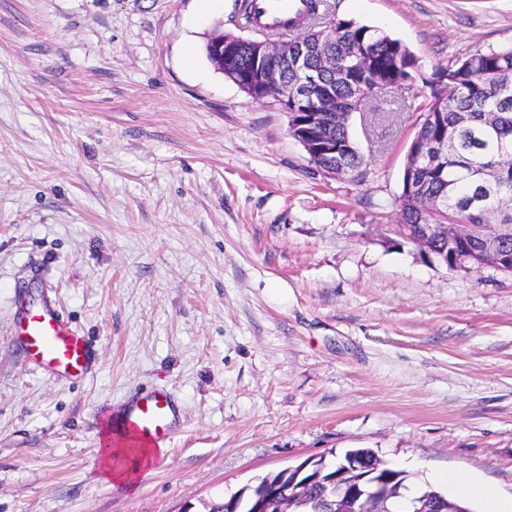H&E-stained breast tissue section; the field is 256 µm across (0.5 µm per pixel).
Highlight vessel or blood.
<instances>
[{
	"mask_svg": "<svg viewBox=\"0 0 512 512\" xmlns=\"http://www.w3.org/2000/svg\"><path fill=\"white\" fill-rule=\"evenodd\" d=\"M301 0H254L253 12L266 32L283 29L301 10ZM15 344L29 364L63 380L86 378L95 360L89 341L64 317L54 302H20L14 320ZM178 427L171 395L156 389L136 395L125 406L117 435L134 448H163Z\"/></svg>",
	"mask_w": 512,
	"mask_h": 512,
	"instance_id": "b4317fda",
	"label": "vessel or blood"
}]
</instances>
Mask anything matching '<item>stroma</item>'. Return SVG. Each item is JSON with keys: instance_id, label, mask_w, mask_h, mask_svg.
<instances>
[{"instance_id": "obj_1", "label": "stroma", "mask_w": 512, "mask_h": 512, "mask_svg": "<svg viewBox=\"0 0 512 512\" xmlns=\"http://www.w3.org/2000/svg\"><path fill=\"white\" fill-rule=\"evenodd\" d=\"M330 4L420 72L353 115L361 178H324L209 59L256 35L234 0H0V512H209L351 448L512 496V276L394 232L426 78L512 45V0ZM46 297L94 345L84 381L16 351L18 299ZM159 388L170 448L99 481L103 420Z\"/></svg>"}]
</instances>
